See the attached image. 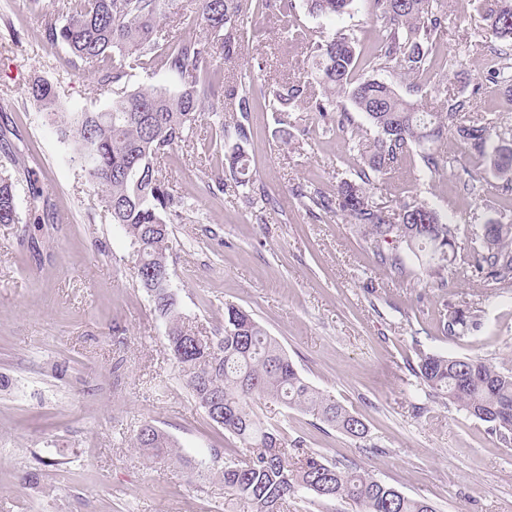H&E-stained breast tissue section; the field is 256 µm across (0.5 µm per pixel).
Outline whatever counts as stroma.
<instances>
[{
	"mask_svg": "<svg viewBox=\"0 0 512 512\" xmlns=\"http://www.w3.org/2000/svg\"><path fill=\"white\" fill-rule=\"evenodd\" d=\"M456 27L436 38L433 67L421 76L419 102L432 104L438 81L469 93L485 69L490 36L475 0H452ZM294 23L311 38L343 28L361 56L381 37L368 0L329 22L297 0ZM237 66L260 81L309 76V47L291 41L272 12L245 18ZM468 69L451 64L455 56ZM59 84L65 111L100 110L111 96L75 74L65 53L48 47L27 0H0V130L28 148L18 172L19 208L43 189L48 214L38 224H0V512H250L219 478L192 464L212 449L240 459L245 450L224 433L178 378L165 324L135 275L128 240L112 224L101 193L70 160L26 87L31 78ZM252 187L225 178L208 190L213 164L201 150L208 123L161 164L191 206L173 225L168 262L183 312L211 336L224 307L249 311L316 389L357 413L368 442L296 409L260 400L255 413L280 425L288 441L328 461L369 471L437 512H512V446L488 424L416 391L422 355L481 357L512 367V288L449 279L425 287L420 258L403 252L408 280L376 264L365 238L341 217L306 211L298 189L333 193L355 179L359 157L341 133L309 112L283 129L267 99L245 121ZM457 172L427 173L419 150L369 191L374 205L417 199L460 224L499 218L512 202L495 190L479 198L457 188ZM468 303L482 325L466 335L443 331L448 308ZM423 411H416V404ZM176 441L186 463L149 461L133 446L144 423ZM33 481H24L25 473Z\"/></svg>",
	"mask_w": 512,
	"mask_h": 512,
	"instance_id": "35a3bbf8",
	"label": "stroma"
}]
</instances>
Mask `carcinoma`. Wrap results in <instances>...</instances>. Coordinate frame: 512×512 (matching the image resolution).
<instances>
[{
	"instance_id": "carcinoma-1",
	"label": "carcinoma",
	"mask_w": 512,
	"mask_h": 512,
	"mask_svg": "<svg viewBox=\"0 0 512 512\" xmlns=\"http://www.w3.org/2000/svg\"><path fill=\"white\" fill-rule=\"evenodd\" d=\"M42 0H29L42 17L48 46L69 56L81 72L112 94L103 111L63 112L57 86L35 77L28 93L45 112L57 139L73 147L77 163L89 183L102 189L112 224L127 238L136 256L135 275L166 325L168 350L179 379L203 409L218 401L224 412L219 426L249 450L244 460L218 466L221 454L200 461L201 471L222 479L224 487L248 500L252 512H284L290 499L306 492L321 501L347 499L357 512H437L424 499L395 492L370 473L339 466L316 453L288 447L278 427L264 423L253 403L264 399L310 413L337 431L365 441L369 429L361 417L331 396L310 386L292 360L247 310L229 305L224 332L195 339L168 288V243L171 225L185 220L184 197L165 181L159 160L194 133L207 117L224 138V113L251 111L257 91L254 75L241 71L224 80V66L240 55L244 18L259 13L279 14L291 39L305 43L308 35L291 23L294 0H58L55 12L45 13ZM356 0H306L309 11L332 21L348 14ZM486 30L495 43L491 65L467 99L445 98L444 109H425L379 79H354L359 65L356 40L343 29L312 43L309 68L322 88L290 78L268 87L282 119L291 125L295 112H313L349 134L359 154L358 179L341 181L335 192L299 190L306 210L341 216L363 229L376 262L399 278L406 270L397 254L400 246L425 258L428 288H444L448 277L463 278L491 288H512V220L507 214L484 224L467 259L456 264L461 246L459 227L423 202L404 201L394 210L370 203L373 181L399 167L413 148L424 149L430 174L454 168L456 156L443 151L445 140L456 139L468 156L463 184L481 195V172L491 171L497 191L512 196V128L487 118H475L478 100L486 89L512 93V0H479ZM373 15L381 22L382 39L368 66L406 78L428 70L436 37L453 20L447 0H373ZM201 28V34L187 31ZM143 74L149 83L128 89L130 78ZM168 79L175 91L152 79ZM348 99L377 130L368 140L351 123L343 107ZM237 142L222 152L218 142L204 147L215 164L241 186L252 181L244 149L251 132L234 123ZM17 181L0 164V224H20ZM481 326L471 308H453L443 324L450 336ZM415 376L427 398L444 400L469 417L489 424L499 439L512 444V369L482 358L440 354L421 357ZM134 448L148 460L182 464L174 439L151 423L137 432Z\"/></svg>"
}]
</instances>
